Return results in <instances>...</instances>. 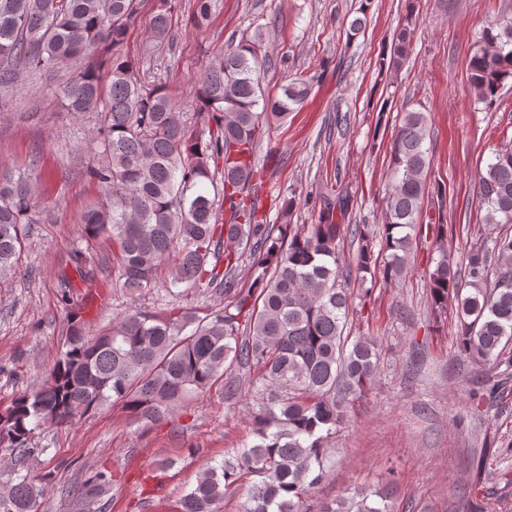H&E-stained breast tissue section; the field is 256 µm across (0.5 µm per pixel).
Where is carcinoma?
Wrapping results in <instances>:
<instances>
[{
    "instance_id": "1",
    "label": "carcinoma",
    "mask_w": 512,
    "mask_h": 512,
    "mask_svg": "<svg viewBox=\"0 0 512 512\" xmlns=\"http://www.w3.org/2000/svg\"><path fill=\"white\" fill-rule=\"evenodd\" d=\"M137 0H0V94L22 85L18 64L52 78L70 60L79 72L59 86L73 115L97 114L99 154L86 173L102 199L79 218L81 234L118 246L112 287L133 298L154 287L176 257L171 284H187L228 299L202 310L167 313L131 307L112 327L93 335L71 317L60 358L41 385L11 398L0 412V445L21 460L46 449L32 446L42 426H71L120 404L145 426L168 417L192 396L224 383V365L246 369L257 398L251 411L256 440L201 469L180 501L181 512H219L224 496L246 487L240 512H306L304 499L326 476L328 439L348 418L379 370L377 338L345 335L352 315L341 287L338 241L347 227L341 200L319 197L318 223L294 230L267 221L252 193L256 150L271 125L310 92L298 80L265 93L270 63L262 29L218 50L196 78V131L183 120L165 86L140 77L141 60L121 52L136 18ZM172 0H158L144 59L170 41ZM211 0H193L191 19L203 27ZM414 37L411 22L393 35L379 70L398 68ZM512 76V18L483 31L469 60V83L481 102H493ZM428 117L404 113L391 144V186L382 235L352 229L360 283L377 269L392 280L406 269L426 193ZM223 168H218V164ZM224 204L230 223L216 219ZM478 208L485 224L512 223V149L497 150L479 173ZM41 202L32 177L0 169V279L16 273ZM384 254L378 264L376 252ZM253 281L237 288L243 255ZM225 263L224 271L217 267ZM459 280L440 244L429 272L433 308L457 314L460 356L498 368L512 355V236L466 254ZM52 473L20 470L0 484V512H39ZM80 512H98L97 498L112 487L98 471L83 484ZM384 485L341 496L318 512H393Z\"/></svg>"
}]
</instances>
